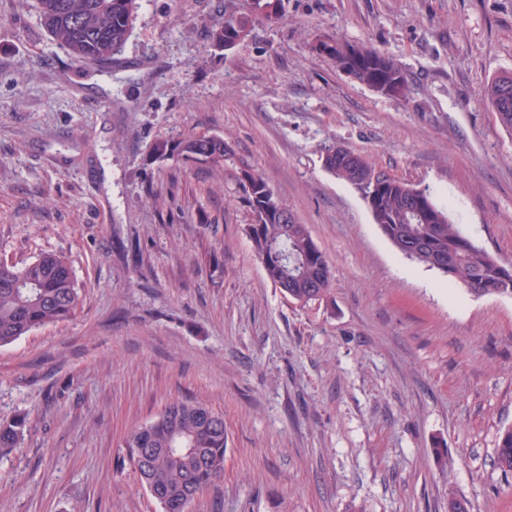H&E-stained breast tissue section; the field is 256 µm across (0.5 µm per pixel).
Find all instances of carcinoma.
<instances>
[{"instance_id":"1","label":"carcinoma","mask_w":512,"mask_h":512,"mask_svg":"<svg viewBox=\"0 0 512 512\" xmlns=\"http://www.w3.org/2000/svg\"><path fill=\"white\" fill-rule=\"evenodd\" d=\"M274 14L262 9L270 0H252L244 11L211 31L213 46L223 51L238 31H252L257 18L280 21L285 0H275ZM140 0H37L41 25L52 41L76 60L96 66L119 55ZM338 68L385 96H405L408 83L401 67L381 51L363 44L329 43ZM486 97L503 128L512 134V72L494 78ZM156 161L180 158L215 170L233 166L245 201L257 223L248 227L254 251L267 278L288 297L308 304L329 291V262L306 225L281 224L279 200L264 176L237 159L233 146L219 136L190 135L159 139L151 147ZM324 167L357 187L372 219L405 256L438 270L474 297H512V261L493 256L454 223L448 208L427 189H418L378 170L360 155L331 146ZM80 303L71 265L60 254L45 253L21 268L0 263V346L75 315ZM22 415L0 419V454L24 443ZM127 459L162 512H188L190 504L224 471V416L200 403H171L151 422L125 438ZM495 462L512 475V427L498 439Z\"/></svg>"}]
</instances>
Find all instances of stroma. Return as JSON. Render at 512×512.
Wrapping results in <instances>:
<instances>
[{
    "label": "stroma",
    "mask_w": 512,
    "mask_h": 512,
    "mask_svg": "<svg viewBox=\"0 0 512 512\" xmlns=\"http://www.w3.org/2000/svg\"><path fill=\"white\" fill-rule=\"evenodd\" d=\"M244 0H142L124 49L88 67L36 0H0V262L68 258L69 321L0 346V512H161L124 440L169 403L224 416V475L190 512H512V297H473L399 252L329 146L447 202L512 258V134L484 96L512 72V0H288L220 52ZM392 57L404 97L318 41ZM218 135L307 225L331 272L299 304L267 278L232 168L150 157ZM442 456H435V449ZM25 416L15 415L0 419V454L12 448H19L24 443L27 433ZM495 462L505 475H512V427L504 429L498 439Z\"/></svg>",
    "instance_id": "stroma-1"
}]
</instances>
